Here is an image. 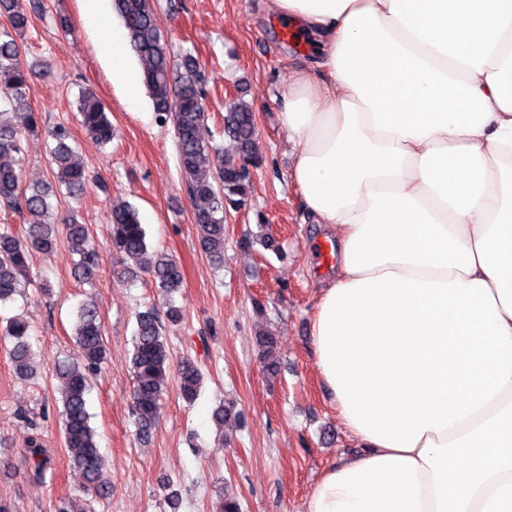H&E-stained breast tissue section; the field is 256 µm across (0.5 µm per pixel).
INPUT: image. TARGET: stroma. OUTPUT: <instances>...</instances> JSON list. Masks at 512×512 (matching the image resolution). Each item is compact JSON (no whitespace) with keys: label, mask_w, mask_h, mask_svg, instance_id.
<instances>
[{"label":"stroma","mask_w":512,"mask_h":512,"mask_svg":"<svg viewBox=\"0 0 512 512\" xmlns=\"http://www.w3.org/2000/svg\"><path fill=\"white\" fill-rule=\"evenodd\" d=\"M24 36V60L48 63L30 101L47 125H65L70 144L100 177L75 202L99 252L89 283L73 280L75 260L66 246L34 255L25 295L0 306V319L27 312L29 343L45 364L74 352L78 305L93 297L102 312L107 358L91 377L86 396L91 424L107 459L108 485L90 495L94 512H214L225 491L243 512H304L324 468L351 443L342 432L313 353L310 323L322 276L321 247L333 237L314 224L290 180L291 146L281 125L280 91L312 49L307 35L286 37L274 0H155L174 58L193 54L207 91L208 127L224 144L222 116L229 101L249 102L256 117L263 162L251 172L248 202L224 226V266L201 251L182 183L172 125H160L149 94L130 110L112 82V61L99 52V31L89 24L84 0H42ZM68 29H61V22ZM93 91L116 132L96 145L79 123L77 100ZM134 205L149 254L165 253L182 266L184 283L162 297L146 273L122 278L108 248L109 202ZM275 238L279 252L257 244ZM51 296H43L40 282ZM263 312H256L255 302ZM183 320L167 328L172 364L191 359L204 382L194 403L176 389L163 399L147 438L131 414L130 357L137 312L168 306ZM278 339L279 367L267 374L256 333ZM231 400L238 416L217 428L212 412ZM60 395L49 378L16 377L0 340V504L8 512H54L63 497L87 496L61 445ZM41 433L54 459L44 482L28 477L24 444Z\"/></svg>","instance_id":"stroma-1"}]
</instances>
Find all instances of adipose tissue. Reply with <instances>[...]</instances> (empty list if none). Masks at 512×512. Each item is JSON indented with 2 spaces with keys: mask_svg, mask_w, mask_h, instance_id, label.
<instances>
[{
  "mask_svg": "<svg viewBox=\"0 0 512 512\" xmlns=\"http://www.w3.org/2000/svg\"><path fill=\"white\" fill-rule=\"evenodd\" d=\"M318 38L281 90L336 231L310 335L357 450L305 512H512V0H276ZM112 81L137 109L123 28Z\"/></svg>",
  "mask_w": 512,
  "mask_h": 512,
  "instance_id": "obj_1",
  "label": "adipose tissue"
}]
</instances>
